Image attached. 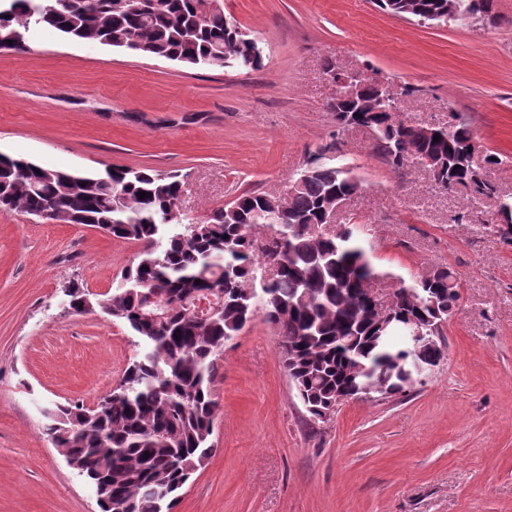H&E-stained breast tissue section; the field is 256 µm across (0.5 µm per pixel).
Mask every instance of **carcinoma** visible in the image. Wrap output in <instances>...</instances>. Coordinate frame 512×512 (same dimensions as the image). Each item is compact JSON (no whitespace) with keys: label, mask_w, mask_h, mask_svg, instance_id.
<instances>
[{"label":"carcinoma","mask_w":512,"mask_h":512,"mask_svg":"<svg viewBox=\"0 0 512 512\" xmlns=\"http://www.w3.org/2000/svg\"><path fill=\"white\" fill-rule=\"evenodd\" d=\"M203 0H5L0 4V40L13 32L50 28L71 40L95 41L132 49L206 70H258L264 54L260 39L225 22L224 13H207ZM402 19L446 15L448 0H378ZM345 101L336 124H359L373 132V152L393 171L423 167L435 184L457 183L476 199L494 195L484 169L499 161L487 152L477 163H463L474 133L465 121L434 136L403 144L417 124L395 121L385 112H362ZM360 116H355V113ZM323 146L290 180L284 207L264 193H244L215 212L210 224H185L174 212L181 175L156 169L112 168V179L44 168L0 154V209L86 224L112 238L141 246L121 273L112 293L86 297L83 288H64L71 309L98 308L128 326L137 353L112 398L95 409L77 402L45 407L44 432L72 461L89 462L82 472L94 490L99 512H173L180 490L215 453L212 440L217 402L212 383L224 343L257 316L279 339L284 367L306 408L336 403V391L349 386L347 368L358 363L362 380L388 389L398 381L414 348L409 331L376 336L377 311L354 303L352 291L378 277L361 242L359 224L334 234H312L322 227L328 206L362 189L347 164ZM149 196L141 199L139 193ZM275 210L268 225L279 240L272 252L255 247L252 230L259 215ZM498 219L485 229L512 238V202L503 200ZM281 272L264 279V267ZM149 270H144V267ZM411 299L405 312L413 327L443 335L459 300V280L446 266L429 278L400 281ZM214 309L206 317L198 306ZM180 338H174V335ZM149 457H144V454Z\"/></svg>","instance_id":"obj_1"}]
</instances>
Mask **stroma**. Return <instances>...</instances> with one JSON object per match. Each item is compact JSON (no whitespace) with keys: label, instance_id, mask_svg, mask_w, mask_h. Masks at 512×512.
<instances>
[{"label":"stroma","instance_id":"obj_1","mask_svg":"<svg viewBox=\"0 0 512 512\" xmlns=\"http://www.w3.org/2000/svg\"><path fill=\"white\" fill-rule=\"evenodd\" d=\"M493 24L399 19L377 0H224L258 35L257 71L192 69L42 28L0 51V152L42 167L179 172L185 223L248 191L285 189L335 143L361 193L335 224H361L380 291L438 266L460 300L447 357L407 396L357 400L312 422L278 338L255 318L228 341L212 384L216 453L173 512H512V242L485 231L512 200V0ZM418 88L408 119L470 124L498 154L495 199L394 173L365 128H337L325 62ZM470 223H460L462 214ZM140 246L94 227L0 211V512H99L43 432L50 401L96 407L136 353L125 324L69 310L64 288L112 291Z\"/></svg>","mask_w":512,"mask_h":512}]
</instances>
